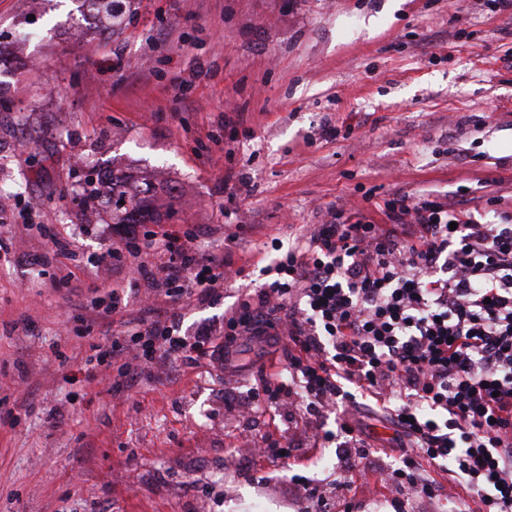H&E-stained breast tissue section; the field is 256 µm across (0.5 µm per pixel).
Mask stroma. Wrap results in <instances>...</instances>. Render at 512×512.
Wrapping results in <instances>:
<instances>
[{
    "instance_id": "1",
    "label": "stroma",
    "mask_w": 512,
    "mask_h": 512,
    "mask_svg": "<svg viewBox=\"0 0 512 512\" xmlns=\"http://www.w3.org/2000/svg\"><path fill=\"white\" fill-rule=\"evenodd\" d=\"M82 0H0V512H297L299 473L337 512H395L385 479L336 471L303 411L248 407L253 355L161 358L127 385L91 360V303L129 280L128 230L193 232L241 278L178 304L181 332L219 324L262 283L257 251L335 210L381 224V203L429 189L493 219L512 208V13L487 0H120L114 27ZM337 129L325 138L324 124ZM152 184L160 224L103 223L84 176ZM249 187L224 192L225 175ZM60 248L45 253L44 229ZM117 248L108 269L102 252ZM86 292L73 291L75 282ZM288 442L291 462L242 461V434ZM458 512L457 478L424 467Z\"/></svg>"
}]
</instances>
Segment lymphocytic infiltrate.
<instances>
[{"mask_svg":"<svg viewBox=\"0 0 512 512\" xmlns=\"http://www.w3.org/2000/svg\"><path fill=\"white\" fill-rule=\"evenodd\" d=\"M387 223L335 211L265 266L221 327L180 333L177 313L146 320L121 312V288L92 322L108 331L109 356L133 378L140 361L213 346L221 361L240 337L261 357L281 338L292 347L283 369L252 388L255 404L289 403L307 414L336 410V426L315 442L342 448L347 470L368 474L374 446L349 416L360 401L391 412L400 449L390 473L398 493L433 499L427 464L463 480L478 512H512V210L482 221L440 197L398 195L384 203ZM174 227L124 246L152 310L211 297L236 276L223 250L194 249Z\"/></svg>","mask_w":512,"mask_h":512,"instance_id":"f902f5d3","label":"lymphocytic infiltrate"}]
</instances>
